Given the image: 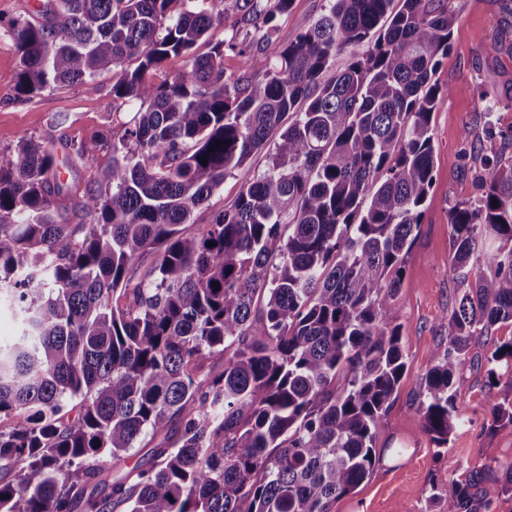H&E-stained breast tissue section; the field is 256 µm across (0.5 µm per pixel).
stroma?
I'll list each match as a JSON object with an SVG mask.
<instances>
[{
    "label": "stroma",
    "instance_id": "obj_1",
    "mask_svg": "<svg viewBox=\"0 0 512 512\" xmlns=\"http://www.w3.org/2000/svg\"><path fill=\"white\" fill-rule=\"evenodd\" d=\"M37 0H0V153L12 152L21 139L35 137L53 149L60 179L69 190L65 218L78 223L74 207L92 188L98 172L112 162L104 148L88 158L69 155L67 143L119 138L136 112L112 96V73L96 78V90L65 86L31 96L16 92L19 57L7 36L9 27L33 19ZM326 0H293L279 22L275 53L309 28L323 13ZM456 21L452 49L431 81L448 98L431 120L434 147L433 184L423 220L403 268L402 286L392 300L398 310L406 367L395 399L376 438L379 457L371 475L333 512H438L429 488L447 493L470 468L485 465L491 477L484 487L489 512H512V495L499 480L512 462V425L491 427L490 401H512V376L489 380L487 356L512 338V326L496 324L472 345L469 361L456 378L457 403L465 422L447 446H437L422 428L417 412L419 383L434 353L444 349L452 308L472 283V276L449 278L453 255L449 213L455 204L478 203L484 193L482 155L512 160V0H450ZM493 102H486L485 93ZM266 152L254 153L244 170L228 175L209 200L194 210L192 223L208 224L237 198L247 178L262 174Z\"/></svg>",
    "mask_w": 512,
    "mask_h": 512
}]
</instances>
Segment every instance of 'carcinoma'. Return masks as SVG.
Masks as SVG:
<instances>
[{
  "mask_svg": "<svg viewBox=\"0 0 512 512\" xmlns=\"http://www.w3.org/2000/svg\"><path fill=\"white\" fill-rule=\"evenodd\" d=\"M291 3L42 0L40 20L11 25L18 93L93 90L109 68L112 95L139 110L79 224L57 220L50 148L29 137L0 155V295L22 324L0 344V469L14 472L0 512H333L371 474L405 371L389 300L433 183L431 116L447 94L430 80L454 13L435 0H327L271 58ZM230 10L245 37L197 53ZM226 52L242 72L224 71ZM339 53L347 68L325 77ZM171 56L183 68L153 83ZM265 148L267 170L188 231ZM482 182L478 205L450 212L448 276L475 257V286L420 383L439 447L461 421L454 377L472 343L512 325V163L486 162ZM151 250L157 263L130 285ZM214 357L218 375L205 370ZM487 361L512 374V337ZM489 412L512 425V402ZM147 437L159 439L153 465L124 470ZM481 481L474 469L429 498L480 512Z\"/></svg>",
  "mask_w": 512,
  "mask_h": 512,
  "instance_id": "carcinoma-1",
  "label": "carcinoma"
}]
</instances>
